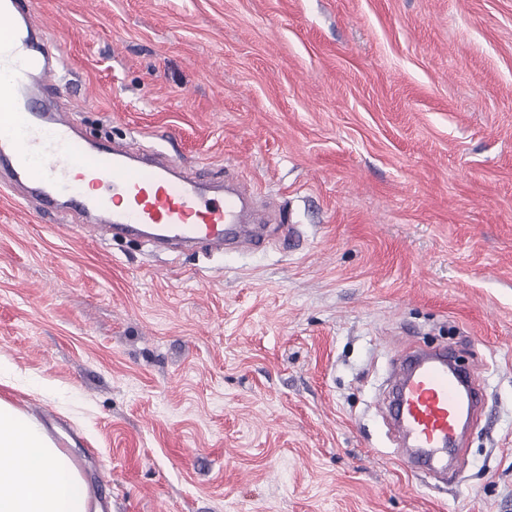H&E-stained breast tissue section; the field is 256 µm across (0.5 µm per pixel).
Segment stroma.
I'll return each mask as SVG.
<instances>
[{
	"label": "stroma",
	"mask_w": 512,
	"mask_h": 512,
	"mask_svg": "<svg viewBox=\"0 0 512 512\" xmlns=\"http://www.w3.org/2000/svg\"><path fill=\"white\" fill-rule=\"evenodd\" d=\"M87 141L255 190L296 246L70 232L0 187V400L102 512H512V0H31ZM451 347L484 413L447 482L381 403Z\"/></svg>",
	"instance_id": "1"
}]
</instances>
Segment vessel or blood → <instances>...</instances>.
Wrapping results in <instances>:
<instances>
[{"label": "vessel or blood", "instance_id": "1", "mask_svg": "<svg viewBox=\"0 0 512 512\" xmlns=\"http://www.w3.org/2000/svg\"><path fill=\"white\" fill-rule=\"evenodd\" d=\"M63 78L61 55L37 37L30 12L19 0H0V175L10 185L73 223L91 220L106 239L143 237L171 253L263 245L264 233L246 223L252 189L202 183L161 151L85 143L66 112L39 101ZM394 373L388 408L402 463L447 475L482 413L473 373L447 347L406 350Z\"/></svg>", "mask_w": 512, "mask_h": 512}]
</instances>
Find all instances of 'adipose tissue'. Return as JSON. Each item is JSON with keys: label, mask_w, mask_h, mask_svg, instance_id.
I'll use <instances>...</instances> for the list:
<instances>
[{"label": "adipose tissue", "mask_w": 512, "mask_h": 512, "mask_svg": "<svg viewBox=\"0 0 512 512\" xmlns=\"http://www.w3.org/2000/svg\"><path fill=\"white\" fill-rule=\"evenodd\" d=\"M69 459L0 402V512H87Z\"/></svg>", "instance_id": "obj_1"}]
</instances>
